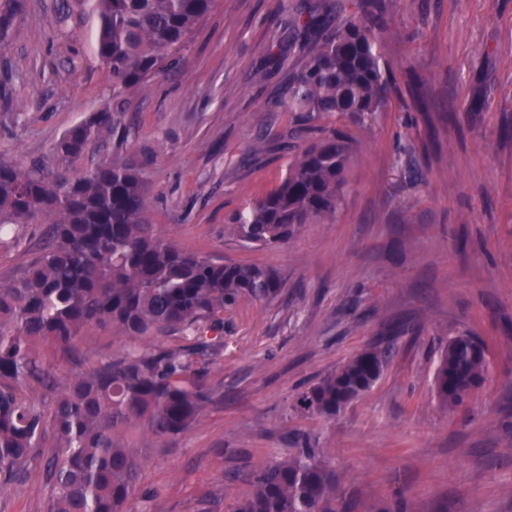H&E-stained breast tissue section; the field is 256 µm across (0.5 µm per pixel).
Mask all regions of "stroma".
<instances>
[{
	"label": "stroma",
	"mask_w": 512,
	"mask_h": 512,
	"mask_svg": "<svg viewBox=\"0 0 512 512\" xmlns=\"http://www.w3.org/2000/svg\"><path fill=\"white\" fill-rule=\"evenodd\" d=\"M278 0H214L163 69L124 97L117 133L68 162L55 146L112 109L92 48V0H26L0 49V162L76 175L144 161L148 214L184 249L276 270L283 292L224 313V349L199 361L213 399L144 465L151 512H224L234 475L310 436L336 470L337 512H512V0H391L388 111L352 128L358 152L335 223L253 249L227 226L277 183L268 146L296 126L267 64ZM461 332L490 377L463 407L433 391L438 348ZM396 355L336 419L298 394L377 342ZM42 471L0 489V512H47Z\"/></svg>",
	"instance_id": "stroma-1"
}]
</instances>
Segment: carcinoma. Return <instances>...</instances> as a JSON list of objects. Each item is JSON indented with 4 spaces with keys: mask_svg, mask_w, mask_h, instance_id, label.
<instances>
[{
    "mask_svg": "<svg viewBox=\"0 0 512 512\" xmlns=\"http://www.w3.org/2000/svg\"><path fill=\"white\" fill-rule=\"evenodd\" d=\"M213 2L94 0L93 49L112 75L116 111L71 128L56 152L81 158L117 122L123 93L148 83ZM280 6L273 59L289 66L281 92L287 111L305 125L336 114L359 126L386 110V0ZM23 9V0L0 4V48ZM356 150L349 129H320L288 159L273 189L229 216L231 233L265 249L307 224L336 222ZM148 188L145 166L132 159L73 176L0 163V242L16 247L21 236L12 228L44 225L38 255L0 277V488L42 467L48 512H130L155 446L187 432L211 402L193 365L224 347V310L284 288L271 268L180 248L151 224ZM91 330L129 344L109 356L85 352L79 341ZM154 333L175 334L177 344L144 343ZM44 347L74 365L70 376H58ZM484 347L468 333L440 347L433 387L442 406L459 407L488 379ZM393 356L391 343L369 347L304 391L299 406L336 419ZM297 444L285 458L243 473L249 491L227 512H336V471L310 437Z\"/></svg>",
    "mask_w": 512,
    "mask_h": 512,
    "instance_id": "carcinoma-1",
    "label": "carcinoma"
}]
</instances>
